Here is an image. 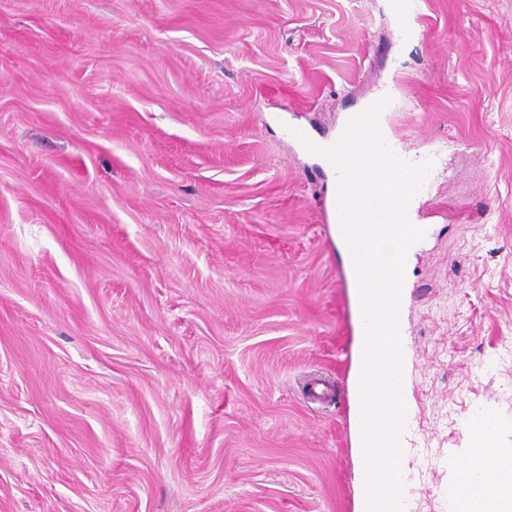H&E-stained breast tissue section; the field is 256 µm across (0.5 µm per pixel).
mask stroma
I'll return each instance as SVG.
<instances>
[{
  "label": "stroma",
  "mask_w": 512,
  "mask_h": 512,
  "mask_svg": "<svg viewBox=\"0 0 512 512\" xmlns=\"http://www.w3.org/2000/svg\"><path fill=\"white\" fill-rule=\"evenodd\" d=\"M0 0V512H359L332 136L427 180L404 495L512 446V0ZM288 138L296 143L303 151L314 156H323L324 154L309 149L304 140L321 150L331 149L336 146V143L331 142L329 139H312L304 129L297 126H288Z\"/></svg>",
  "instance_id": "35a3bbf8"
}]
</instances>
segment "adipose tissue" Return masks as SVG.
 <instances>
[{"label": "adipose tissue", "instance_id": "ef3b65f1", "mask_svg": "<svg viewBox=\"0 0 512 512\" xmlns=\"http://www.w3.org/2000/svg\"><path fill=\"white\" fill-rule=\"evenodd\" d=\"M465 423L470 448L458 466L451 512H512V448L501 441L500 416L485 409Z\"/></svg>", "mask_w": 512, "mask_h": 512}]
</instances>
